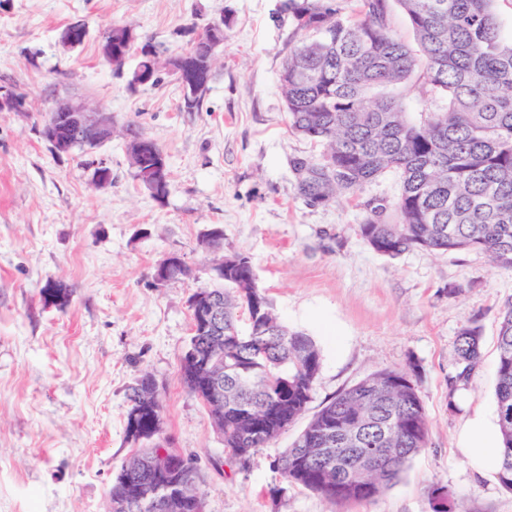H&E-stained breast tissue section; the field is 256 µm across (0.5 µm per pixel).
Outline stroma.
<instances>
[{
    "instance_id": "1",
    "label": "stroma",
    "mask_w": 512,
    "mask_h": 512,
    "mask_svg": "<svg viewBox=\"0 0 512 512\" xmlns=\"http://www.w3.org/2000/svg\"><path fill=\"white\" fill-rule=\"evenodd\" d=\"M281 0H0V95H24L0 112V512H106L107 489L133 452L125 436L129 393L157 381L164 436L200 470L205 512H432L442 488L450 512H512L497 472L460 447L469 422L495 419L497 337L512 273L481 252L412 251L391 259L361 239L362 201H395L396 174L359 201L310 206L289 166L320 146L292 134L279 75L298 44ZM228 17V40L201 108L183 109L175 77L129 87L137 61L113 68L98 55L114 24L167 51L188 47V27ZM87 41L60 42L70 24ZM99 108L112 138L94 152H54L43 138L55 101ZM161 148L170 188L156 201L134 177L126 129ZM112 182L92 181L88 157ZM224 231L223 253L202 239ZM183 256L187 275L159 282L157 264ZM250 257L256 284L288 327L322 352L307 416L246 466L231 463L205 406L181 379L190 296L220 286L223 255ZM61 283L63 306L41 289ZM475 323L482 361L457 389L460 329ZM417 368L429 445L399 482L371 500L331 504L283 484L273 460L316 413L368 374Z\"/></svg>"
}]
</instances>
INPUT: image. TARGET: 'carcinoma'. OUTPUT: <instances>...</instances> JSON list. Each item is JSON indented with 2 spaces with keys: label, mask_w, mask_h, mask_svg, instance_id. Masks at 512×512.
Instances as JSON below:
<instances>
[{
  "label": "carcinoma",
  "mask_w": 512,
  "mask_h": 512,
  "mask_svg": "<svg viewBox=\"0 0 512 512\" xmlns=\"http://www.w3.org/2000/svg\"><path fill=\"white\" fill-rule=\"evenodd\" d=\"M413 33L405 42L392 27L388 0H357L345 17L337 0H283L294 31L302 35L284 62L279 82L291 131L323 148L294 157L297 194L310 206L356 198L387 171L400 181L396 202H363L359 235L375 252L396 258L413 250L479 251L500 271L512 272V37L503 33L494 0H395ZM210 28L192 39L195 61L178 55L166 66L183 84L184 109L200 107L214 77L206 57ZM119 63L138 38L112 25ZM159 80L163 52L149 41ZM417 80L444 105L412 121L402 88ZM224 335L191 336L207 365L181 356V377L192 393L224 372V402L202 399L233 462L244 465L275 441L308 409L322 354L308 334L288 328L256 286L251 260L224 256ZM252 316L241 328L242 316ZM458 371L450 390L481 361L480 333L463 327L456 346ZM416 370L381 369L341 392L310 419L298 439L273 461L290 485L332 504L371 499L396 484L428 447L429 426ZM495 402L503 460L497 476L512 492V300L505 303L498 334ZM161 398L140 418L144 438L112 478V512H151L129 498L128 487L150 491L135 463L158 455L167 440L156 431ZM161 512H204L195 488L165 502Z\"/></svg>",
  "instance_id": "obj_1"
}]
</instances>
